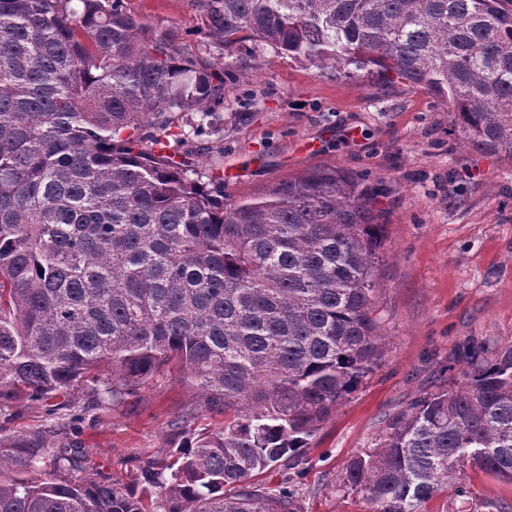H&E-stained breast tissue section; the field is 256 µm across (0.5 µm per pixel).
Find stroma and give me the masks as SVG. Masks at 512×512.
<instances>
[{
    "mask_svg": "<svg viewBox=\"0 0 512 512\" xmlns=\"http://www.w3.org/2000/svg\"><path fill=\"white\" fill-rule=\"evenodd\" d=\"M129 2L148 26L174 29L195 55L223 61V47L199 31L198 0ZM259 61L225 74L213 126L197 133V114L177 116L183 138L170 151L203 177L223 176L228 205L321 170L376 189L383 354L319 424L294 480L298 512H372L362 493L339 488L348 459L444 380L459 343L479 336L512 347V161L465 143L447 104L427 90L361 72L339 78L269 48ZM70 397L81 421L45 399L0 409V443L52 429L84 448L91 467L131 485L142 468L172 461L187 434L224 421L170 366L106 408L83 384ZM459 478L470 506L512 505V484L471 465Z\"/></svg>",
    "mask_w": 512,
    "mask_h": 512,
    "instance_id": "stroma-1",
    "label": "stroma"
}]
</instances>
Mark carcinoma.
Masks as SVG:
<instances>
[{
  "label": "carcinoma",
  "instance_id": "obj_1",
  "mask_svg": "<svg viewBox=\"0 0 512 512\" xmlns=\"http://www.w3.org/2000/svg\"><path fill=\"white\" fill-rule=\"evenodd\" d=\"M128 0H0V408L65 396L100 406L169 363L233 418L185 441L145 487L83 467L38 433L0 445V512H294L290 479L317 423L380 356L374 189L334 170L224 205L164 151L122 134L178 113L196 130L224 73ZM225 58L271 48L348 77L395 76L451 106L472 145L512 159V0H200ZM459 378L386 420L342 488L373 512L419 507L465 463L512 483V348L472 337Z\"/></svg>",
  "mask_w": 512,
  "mask_h": 512
}]
</instances>
